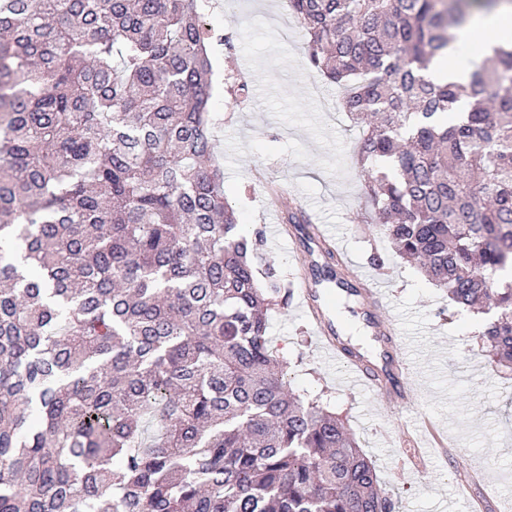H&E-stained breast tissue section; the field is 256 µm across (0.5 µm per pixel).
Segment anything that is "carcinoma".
Listing matches in <instances>:
<instances>
[{
    "label": "carcinoma",
    "instance_id": "1",
    "mask_svg": "<svg viewBox=\"0 0 512 512\" xmlns=\"http://www.w3.org/2000/svg\"><path fill=\"white\" fill-rule=\"evenodd\" d=\"M395 251L512 371V49L435 82L465 0H288ZM198 0H0V512H399L290 393L214 163ZM313 237L308 217L284 211ZM318 281L357 294L329 260Z\"/></svg>",
    "mask_w": 512,
    "mask_h": 512
}]
</instances>
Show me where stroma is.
<instances>
[{
	"mask_svg": "<svg viewBox=\"0 0 512 512\" xmlns=\"http://www.w3.org/2000/svg\"><path fill=\"white\" fill-rule=\"evenodd\" d=\"M200 13L204 31L226 39L212 57L215 158L240 222L263 233L260 262L292 278L300 257L269 230L282 209L266 190L270 183L285 187L315 223L332 225L336 249L354 266H366L371 249L387 252L386 270L373 276L385 282L396 322L415 336L411 352L422 362L411 392L418 403L413 419H429L449 457L431 459L421 471L401 467L400 451L423 441V433L406 437L405 421L379 418L378 396L346 386L291 304L271 312L269 336L288 364L292 389L344 422L374 460L382 487L399 496L400 512H472L454 478L460 459L496 487L490 512H504L512 503V373L489 364L476 316L454 310L419 268L389 255L361 196L358 133L339 107L335 84L307 64L296 18L282 0H201ZM335 316L346 327L344 341L373 356L363 299H341Z\"/></svg>",
	"mask_w": 512,
	"mask_h": 512,
	"instance_id": "stroma-1",
	"label": "stroma"
}]
</instances>
